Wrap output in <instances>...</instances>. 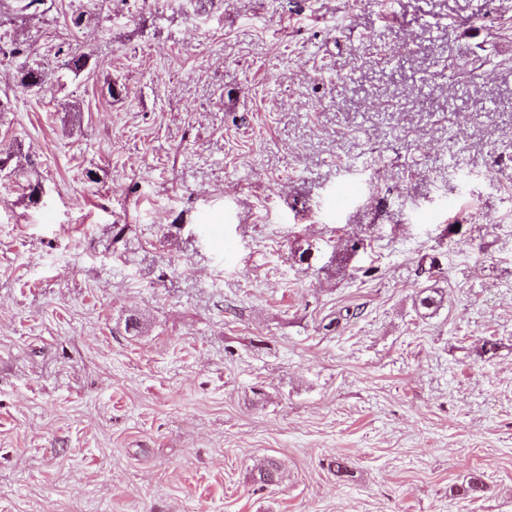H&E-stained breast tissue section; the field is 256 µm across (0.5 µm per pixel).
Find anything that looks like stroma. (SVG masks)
I'll return each instance as SVG.
<instances>
[{
    "instance_id": "35a3bbf8",
    "label": "stroma",
    "mask_w": 512,
    "mask_h": 512,
    "mask_svg": "<svg viewBox=\"0 0 512 512\" xmlns=\"http://www.w3.org/2000/svg\"><path fill=\"white\" fill-rule=\"evenodd\" d=\"M20 6L0 512H512V0Z\"/></svg>"
}]
</instances>
